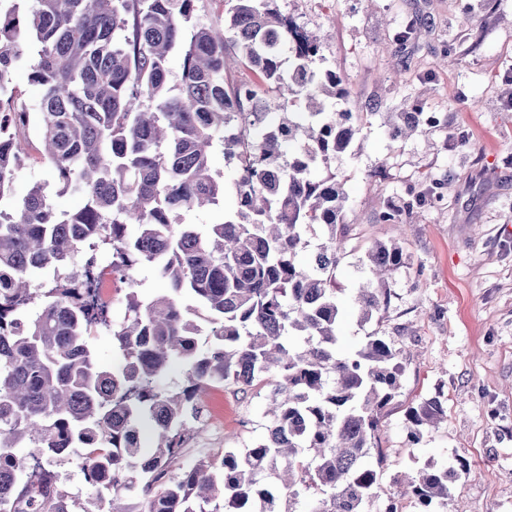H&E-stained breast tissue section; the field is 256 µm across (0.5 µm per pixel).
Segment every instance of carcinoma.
I'll return each instance as SVG.
<instances>
[{
    "instance_id": "cac0c4a2",
    "label": "carcinoma",
    "mask_w": 512,
    "mask_h": 512,
    "mask_svg": "<svg viewBox=\"0 0 512 512\" xmlns=\"http://www.w3.org/2000/svg\"><path fill=\"white\" fill-rule=\"evenodd\" d=\"M21 2L0 0V114L32 123L41 160L82 202L59 212L40 182L18 195L29 157L0 129V512H279L277 501L303 490L316 494L306 512H372L375 433L399 389L402 351L374 334L341 349L336 269L353 221L343 184L315 171L374 113L327 111L329 100L348 103L342 78L314 67L320 39L275 0H233L222 28L193 21L196 0ZM231 44L245 80L225 76ZM27 59L42 88L37 112L16 106L8 87ZM270 92L304 111L270 120ZM387 116L395 139L424 131L418 112ZM216 146L236 164V209L221 224H182V213L224 199L210 165ZM409 211L387 198L376 221L400 228ZM96 249L111 253L126 284L119 322L98 302L90 269L74 271ZM405 259L398 237L369 248L375 281L354 295L363 321L388 309ZM145 265L165 284L148 299L134 288ZM38 270L48 278L33 288ZM185 298L207 312L208 331L186 317ZM99 331L121 354L115 371L91 349ZM175 362L184 380L170 390L163 378ZM256 383L271 386L263 441L171 475L205 422L203 390ZM445 413L436 397L410 408V437ZM144 422L156 436L148 453ZM73 456L86 505L56 470ZM466 471L431 462L404 494L430 512Z\"/></svg>"
}]
</instances>
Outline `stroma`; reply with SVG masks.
Listing matches in <instances>:
<instances>
[{"instance_id":"1","label":"stroma","mask_w":512,"mask_h":512,"mask_svg":"<svg viewBox=\"0 0 512 512\" xmlns=\"http://www.w3.org/2000/svg\"><path fill=\"white\" fill-rule=\"evenodd\" d=\"M278 10L308 31L329 33L315 66L335 71L349 101L372 118L331 168L345 184L358 222L336 271L344 288V347L378 333L403 350L400 388L382 410L375 457L373 512H419L400 482L428 460L469 473L453 483L436 512H512V0H277ZM435 114L436 124L392 139L387 112ZM33 158L19 189L47 184L57 210L80 202ZM224 179V200L181 216L185 224H218L234 211L235 166L222 150L211 156ZM437 195L423 199L432 183ZM411 206L402 230L376 221L384 198ZM401 233L407 263L393 277L387 311L360 322L353 288L369 275L367 249ZM268 388L212 387L224 426L190 437L182 459L264 438ZM440 395L446 416L412 439L411 407Z\"/></svg>"}]
</instances>
